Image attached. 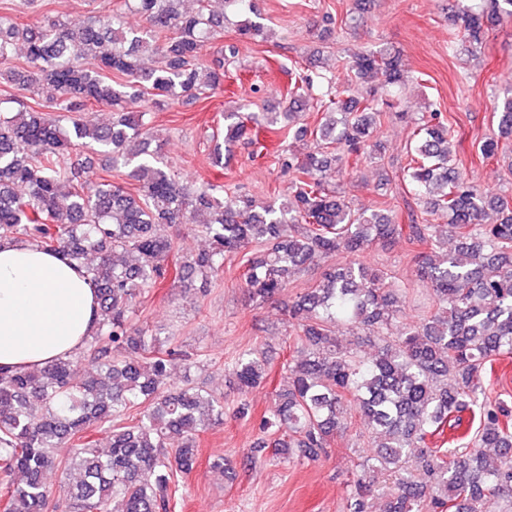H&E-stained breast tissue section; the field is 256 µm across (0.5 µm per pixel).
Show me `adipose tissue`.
Returning <instances> with one entry per match:
<instances>
[{
	"label": "adipose tissue",
	"instance_id": "obj_1",
	"mask_svg": "<svg viewBox=\"0 0 512 512\" xmlns=\"http://www.w3.org/2000/svg\"><path fill=\"white\" fill-rule=\"evenodd\" d=\"M97 294L60 254L0 246V368L42 366L83 346L97 328Z\"/></svg>",
	"mask_w": 512,
	"mask_h": 512
}]
</instances>
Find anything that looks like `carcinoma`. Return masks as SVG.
<instances>
[{"mask_svg":"<svg viewBox=\"0 0 512 512\" xmlns=\"http://www.w3.org/2000/svg\"><path fill=\"white\" fill-rule=\"evenodd\" d=\"M131 2L145 18L143 30L127 29L118 10L80 26H19L0 15V65L19 48L26 63L22 74L1 69L0 79L41 94L43 107L57 112L52 118L0 98V242H34L68 256L99 300L96 331L79 351L41 368H0L3 512H169L175 478L196 463L200 433L224 424L223 397L190 386L163 390L182 357L168 345L174 335L164 342L129 323L133 299L167 271L172 244L164 226L183 223L216 247L181 261L178 282L211 283L224 272V258L259 246L240 271L259 303L282 295L306 267L340 250L353 255L283 306L297 326L296 355L284 366L275 408L259 420L247 462L267 448L285 462L317 459L354 408L370 452L350 481L344 512H373L379 475L395 478L382 512H512L509 411L481 383L487 364L512 355V201L461 177L451 127L436 112L414 119L403 179L448 223L399 224L382 209L357 208L336 195L330 179L343 173L345 159L359 162L377 150L373 134L383 110L373 98H342L311 58L299 64V80L286 93L288 111L243 104L224 113L223 142L212 153L222 172L224 153L256 143L265 130L312 138L313 149L277 156L291 199L258 203L210 181L188 190L161 161V145H152L149 110L127 104L147 91L158 105L209 98L241 69L236 47L202 60L203 44L224 30L208 0L194 11L183 9V0ZM224 8L240 17L241 37L263 34L252 0H224ZM504 16L512 17V0H487L479 14L458 10L452 24L463 23V34L452 50L476 56L488 26ZM146 57L158 65L139 67ZM346 69L357 82L380 75L392 95L403 91L399 56L387 46L355 52ZM104 105L112 107V121L98 123L89 113ZM311 110L320 115L314 126L299 115ZM497 117L498 135L479 145L483 159L497 156L512 136V92L498 101ZM76 149L105 157L111 169H129L137 190L108 178L79 179L70 158ZM490 210L494 224L486 223ZM400 241L435 303L405 326L397 317L408 288L358 259ZM332 325L367 330L375 354L341 350ZM225 373L242 393L269 379L256 350L238 355ZM466 412L479 416L466 445L454 437L446 448L429 446L458 429ZM99 433L110 437L105 451ZM174 436L181 442L170 448ZM54 469L67 479L56 499L44 480Z\"/></svg>","mask_w":512,"mask_h":512,"instance_id":"carcinoma-1","label":"carcinoma"}]
</instances>
